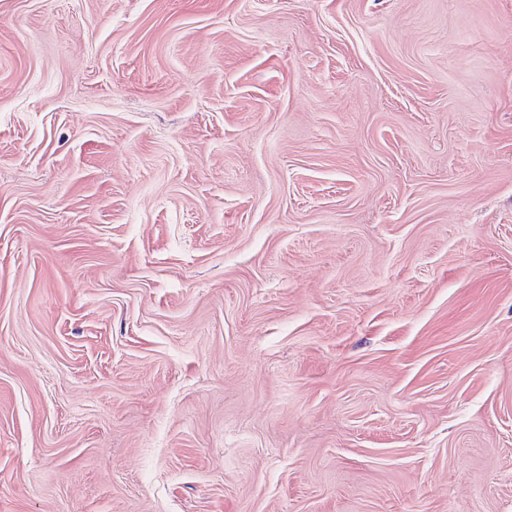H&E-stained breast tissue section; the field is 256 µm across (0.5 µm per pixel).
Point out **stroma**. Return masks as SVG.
I'll list each match as a JSON object with an SVG mask.
<instances>
[{"label": "stroma", "instance_id": "1", "mask_svg": "<svg viewBox=\"0 0 512 512\" xmlns=\"http://www.w3.org/2000/svg\"><path fill=\"white\" fill-rule=\"evenodd\" d=\"M0 512H512V0H0Z\"/></svg>", "mask_w": 512, "mask_h": 512}]
</instances>
